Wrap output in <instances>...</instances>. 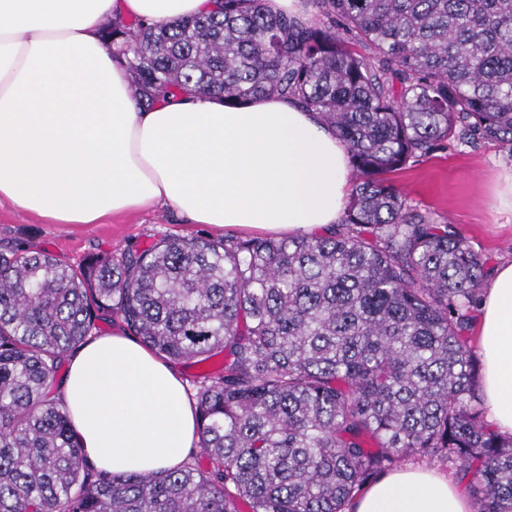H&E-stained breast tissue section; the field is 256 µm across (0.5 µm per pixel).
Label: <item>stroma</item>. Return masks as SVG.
I'll list each match as a JSON object with an SVG mask.
<instances>
[{
	"label": "stroma",
	"instance_id": "obj_1",
	"mask_svg": "<svg viewBox=\"0 0 512 512\" xmlns=\"http://www.w3.org/2000/svg\"><path fill=\"white\" fill-rule=\"evenodd\" d=\"M512 173V153L492 140L458 144L390 173L391 182L422 212L452 224L483 258L485 272L512 262V210L499 198ZM164 235L218 240L224 230L193 224L169 208L115 215L101 224H51L0 203V249L48 252L76 266L96 255L120 257Z\"/></svg>",
	"mask_w": 512,
	"mask_h": 512
}]
</instances>
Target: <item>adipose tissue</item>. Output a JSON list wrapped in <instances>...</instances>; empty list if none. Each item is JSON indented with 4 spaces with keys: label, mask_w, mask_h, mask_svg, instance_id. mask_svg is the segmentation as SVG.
Segmentation results:
<instances>
[{
    "label": "adipose tissue",
    "mask_w": 512,
    "mask_h": 512,
    "mask_svg": "<svg viewBox=\"0 0 512 512\" xmlns=\"http://www.w3.org/2000/svg\"><path fill=\"white\" fill-rule=\"evenodd\" d=\"M213 0H0V200L53 224H97L162 204L193 224L293 236L338 223L347 147L311 111L276 97L245 105L184 91L144 106L102 41L103 24L163 25ZM480 390L512 434V263L483 291ZM58 397L88 464L171 470L199 441L173 365L135 337L86 339ZM349 512H473L447 477L378 476Z\"/></svg>",
    "instance_id": "adipose-tissue-1"
}]
</instances>
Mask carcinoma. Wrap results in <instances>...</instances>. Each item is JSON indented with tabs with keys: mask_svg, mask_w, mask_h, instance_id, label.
Returning a JSON list of instances; mask_svg holds the SVG:
<instances>
[{
	"mask_svg": "<svg viewBox=\"0 0 512 512\" xmlns=\"http://www.w3.org/2000/svg\"><path fill=\"white\" fill-rule=\"evenodd\" d=\"M264 0L105 27L139 102L194 89L319 115L357 176L339 223L288 239L165 236L74 268L0 252V512H346L413 457L460 464L512 512V436L484 421L470 346L484 261L385 175L456 143L512 153V0ZM117 317L193 380L210 466L93 470L58 370Z\"/></svg>",
	"mask_w": 512,
	"mask_h": 512,
	"instance_id": "obj_1",
	"label": "carcinoma"
}]
</instances>
